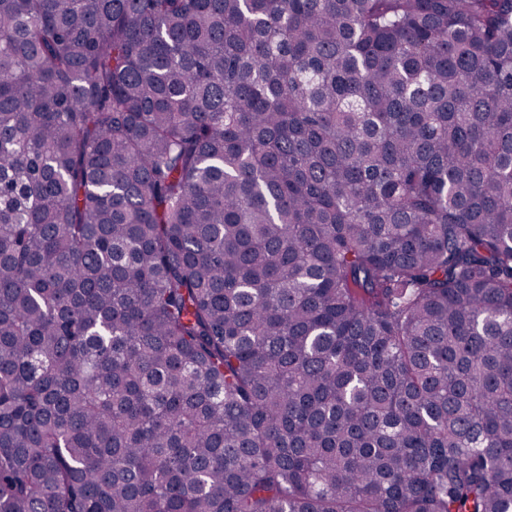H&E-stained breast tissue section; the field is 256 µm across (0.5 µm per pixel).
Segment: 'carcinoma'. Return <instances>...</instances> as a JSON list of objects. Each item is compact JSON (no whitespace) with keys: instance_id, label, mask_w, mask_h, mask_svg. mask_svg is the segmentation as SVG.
I'll return each mask as SVG.
<instances>
[{"instance_id":"carcinoma-1","label":"carcinoma","mask_w":512,"mask_h":512,"mask_svg":"<svg viewBox=\"0 0 512 512\" xmlns=\"http://www.w3.org/2000/svg\"><path fill=\"white\" fill-rule=\"evenodd\" d=\"M0 512H512V0H0Z\"/></svg>"}]
</instances>
